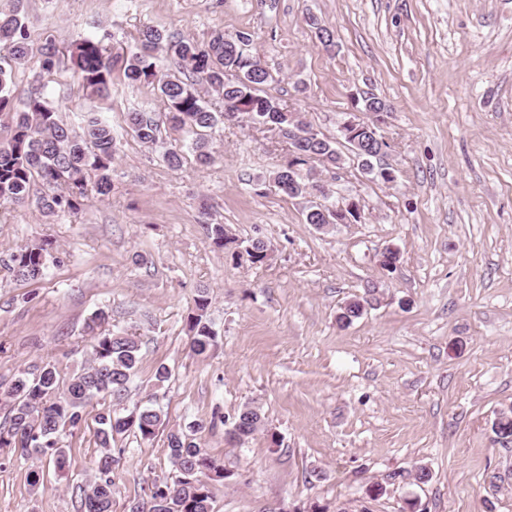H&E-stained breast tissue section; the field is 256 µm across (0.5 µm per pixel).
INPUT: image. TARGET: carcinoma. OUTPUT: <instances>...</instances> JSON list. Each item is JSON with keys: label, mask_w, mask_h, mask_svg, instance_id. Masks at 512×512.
I'll use <instances>...</instances> for the list:
<instances>
[{"label": "carcinoma", "mask_w": 512, "mask_h": 512, "mask_svg": "<svg viewBox=\"0 0 512 512\" xmlns=\"http://www.w3.org/2000/svg\"><path fill=\"white\" fill-rule=\"evenodd\" d=\"M20 4L21 0H12L9 9H0V116L9 118V136L0 141V202L26 203L33 184L39 181L45 192L36 198V204L43 213H76L86 196L88 179H94L98 194L111 193L116 137L112 126L99 117L88 118L79 131L64 123L42 90L30 93L23 101L15 98V69L34 65L50 74L61 62L53 42L37 47L30 40ZM253 41L254 32L249 29L239 30L230 38L217 33L201 44L147 25L139 31L135 44L121 55L108 53L100 40L78 37L68 45L66 57L73 75L93 95L110 94L117 64L127 85H156L163 113L135 109L127 113L128 127L149 146L158 143L163 122L186 132L192 137L194 157L202 165L213 160L208 133L225 122L224 113L213 110L207 97L215 93L224 102L234 103L238 115L278 131L288 144V160L271 170L264 182L291 199L302 200L305 223L329 230L337 224L359 221L349 209L333 213L316 201L327 193L316 178L314 164L334 167L342 161L337 148L342 140L364 173L389 183L393 178L378 157L390 144L376 127L358 130L345 126L337 138L310 129L267 92L274 78L258 68L255 56L249 53ZM162 160L170 168H179L186 155L181 148L171 146L163 152ZM203 228L214 248L223 251L235 245L232 257L236 260L240 251L253 265L268 259L269 247L261 239L243 244L229 236L222 224H205ZM47 264V249L39 244L17 249L6 261L8 270L19 274L21 281L40 279ZM209 305V293L203 288L187 322L190 350L196 356L208 354L217 343V332L207 320ZM365 311L366 306L354 299L341 308L337 320L347 326ZM105 321L100 312L87 323L89 358L69 378H63L55 365L40 360L18 370L7 383H0V398L6 406L0 448H21L23 455L49 460L62 470L67 456L59 446L60 432L76 428L83 408L95 397L110 398L114 407L125 401L141 364V344L122 330L101 329ZM262 422L261 410L246 404L232 417L228 435L241 444ZM162 425L161 413L151 407L127 415L112 409L99 416L100 453L94 462L90 490L80 498V512H109L116 437L133 432L150 440ZM203 428L205 424L200 421L188 432L176 428L168 431L167 448L176 478L153 484L148 499L137 504L133 512H212L210 482L224 479V468L196 441L195 433Z\"/></svg>", "instance_id": "1"}]
</instances>
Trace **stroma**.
Listing matches in <instances>:
<instances>
[{"label":"stroma","instance_id":"1","mask_svg":"<svg viewBox=\"0 0 512 512\" xmlns=\"http://www.w3.org/2000/svg\"><path fill=\"white\" fill-rule=\"evenodd\" d=\"M22 11L33 41L60 49L82 33L116 51L146 25L200 43L251 30L270 93L329 137L368 120L363 96L388 107L382 163L395 182L350 156L323 169L331 202L358 200L362 218L321 233L299 201L259 183L288 157L277 133L224 124L213 162L172 169L163 148L190 137L165 125L150 148L125 124L131 109L160 108L155 86L127 88L117 70L100 98L64 65L49 82L64 122L108 117L113 189L53 218L32 201L0 205V377L34 360L70 376L99 311L141 341L124 407L154 403L166 428L117 438L111 512L174 478L165 431L201 420L200 441L226 472L210 484L214 512H402L410 500L422 512H512V442L494 431L512 411V0H23ZM207 223L263 239L268 261L215 249ZM29 244L47 248L48 267L20 282L3 261ZM388 247L400 255L391 273L379 264ZM202 288L218 338L197 357L186 321ZM368 296L361 318L337 324L340 305ZM162 364L171 375L159 383ZM247 403L263 425L238 445L228 421ZM102 408L90 401L60 433L68 466L38 464L40 489L32 460L0 461V512H78Z\"/></svg>","mask_w":512,"mask_h":512}]
</instances>
